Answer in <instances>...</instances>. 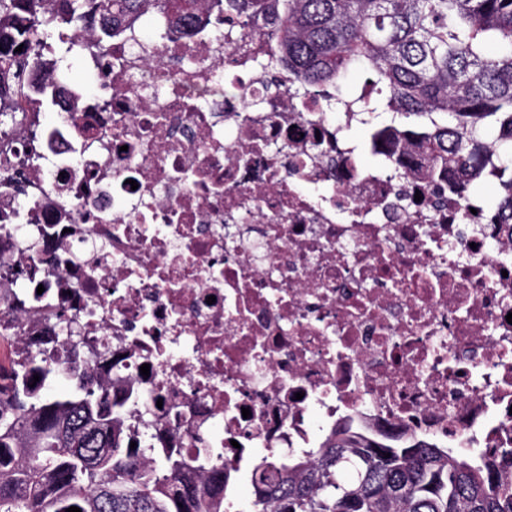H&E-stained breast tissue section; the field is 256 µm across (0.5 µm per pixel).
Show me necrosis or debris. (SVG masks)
Segmentation results:
<instances>
[{
    "instance_id": "obj_1",
    "label": "necrosis or debris",
    "mask_w": 512,
    "mask_h": 512,
    "mask_svg": "<svg viewBox=\"0 0 512 512\" xmlns=\"http://www.w3.org/2000/svg\"><path fill=\"white\" fill-rule=\"evenodd\" d=\"M112 44L89 98L56 80L59 122L0 141L30 205L0 178V246L40 263L39 287L0 279V351L30 355L37 313L61 307L112 393L176 405L156 433L241 469L313 447L317 425L367 418L458 448L512 447V235L480 198L354 164L321 92L259 61L253 19ZM231 93L195 97L215 82ZM149 375H141L142 365Z\"/></svg>"
}]
</instances>
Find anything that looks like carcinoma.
<instances>
[{"instance_id": "1", "label": "carcinoma", "mask_w": 512, "mask_h": 512, "mask_svg": "<svg viewBox=\"0 0 512 512\" xmlns=\"http://www.w3.org/2000/svg\"><path fill=\"white\" fill-rule=\"evenodd\" d=\"M200 0H0V116L51 105L58 60L44 55L68 32L64 54L85 49L87 26L112 33L147 14L173 29L194 27ZM237 15L267 13L280 55L264 72L288 69L296 89L334 91L361 104L357 122L388 147L391 178L453 181L458 192L496 186L497 221L512 225V0H237ZM22 52H16L18 46ZM367 74L356 95L346 77ZM388 113L390 120H379ZM40 271L0 262V278ZM53 310L66 355L0 357V512H229L235 472L179 440L137 443L126 401L97 384L80 344ZM39 376L33 382V376ZM53 375L76 380L49 399ZM390 457H385V454ZM249 512H512V447L466 451L417 435H383L343 420L316 448L279 464H253Z\"/></svg>"}]
</instances>
